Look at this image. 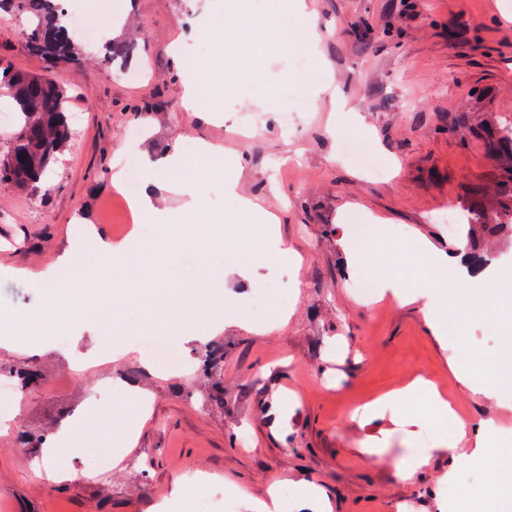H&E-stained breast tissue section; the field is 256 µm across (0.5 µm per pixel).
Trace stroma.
I'll list each match as a JSON object with an SVG mask.
<instances>
[{
    "label": "stroma",
    "mask_w": 512,
    "mask_h": 512,
    "mask_svg": "<svg viewBox=\"0 0 512 512\" xmlns=\"http://www.w3.org/2000/svg\"><path fill=\"white\" fill-rule=\"evenodd\" d=\"M210 0H72L100 14L113 40L134 44L133 65L145 75L129 82L116 67L94 60L48 67L31 54L22 25L0 33V67L49 74L69 95L78 123L61 160L37 193L0 189V308L35 318L43 293L34 273L62 265L79 224L99 223L112 194L113 162L137 157L156 166L152 199L179 204L182 172L164 168L166 155L187 153L206 140L224 155L244 160L242 192L278 216L280 233L300 260L283 265L261 256L250 273L238 272L243 229L260 225L224 217V169L203 179V215L224 227V247L208 258L209 286L203 317L172 324L165 332L128 324L113 336L112 365L97 369L99 331L78 324L65 338L45 336L29 353L0 333V365H33L42 373L34 391L0 401V414L30 436L56 437L64 422H87L81 450L58 458L51 481L35 466L40 451L0 432V512H249L251 498L269 487L317 484L325 512H442L454 500H474L488 487L484 467L453 472L449 455L435 453L409 478L401 459L432 445L440 426L419 398L359 422L357 408L415 378L432 382L466 423H484L512 439V392L488 398L473 392L456 369L494 374L512 325L493 283L459 294L454 280L448 316L457 329L440 345L418 306L383 299L365 302L351 284L361 274L379 279L386 269L406 281L436 276L434 250H455L436 213L479 202L481 185L496 174L486 128L512 122V0H304L305 19L282 15L287 51L245 57L236 41L254 32L263 0L247 16L225 17L224 45L186 39L190 26L214 28ZM320 40L310 44L307 23ZM183 66H176L174 45ZM217 77L212 97L218 113L185 111L187 82L198 81L197 57ZM247 69L231 82L227 70ZM301 86L310 105L296 110L287 90ZM148 115H140L143 105ZM295 112L292 127L280 115ZM146 130L132 141L128 131ZM352 140L387 175L375 178L345 150ZM368 224L375 239L366 270L350 267L352 227ZM417 233L434 246L417 252ZM195 252L160 253L156 263L168 288L192 280ZM272 283L276 295L255 329L212 330L213 307L245 308L250 290ZM287 324H278L282 310ZM224 343V404L190 398L202 377L177 370L197 348ZM129 381L150 398L149 415L134 444L122 435L136 418L119 385ZM112 413L90 424L92 406ZM387 431L375 459L361 448Z\"/></svg>",
    "instance_id": "stroma-1"
}]
</instances>
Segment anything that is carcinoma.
<instances>
[{"instance_id": "obj_1", "label": "carcinoma", "mask_w": 512, "mask_h": 512, "mask_svg": "<svg viewBox=\"0 0 512 512\" xmlns=\"http://www.w3.org/2000/svg\"><path fill=\"white\" fill-rule=\"evenodd\" d=\"M19 11L33 21L25 28L28 50L54 67L71 63L79 48L68 36L58 0H0V12ZM103 61L112 63L126 57L129 48L116 41H105ZM0 91L11 96L21 116L6 157L0 159V187L35 192L49 169L63 154L69 141L67 106L63 89L44 76H32L0 68ZM490 151L501 162V173L484 188L487 203L461 211L458 238L463 248L472 250L484 235L507 238L512 242V123L498 125L488 138ZM26 161H21L20 157ZM196 359L207 382L205 390L217 404L224 403V380L217 377L224 365V343L201 346ZM29 391L40 386L41 375L34 366L8 369Z\"/></svg>"}]
</instances>
